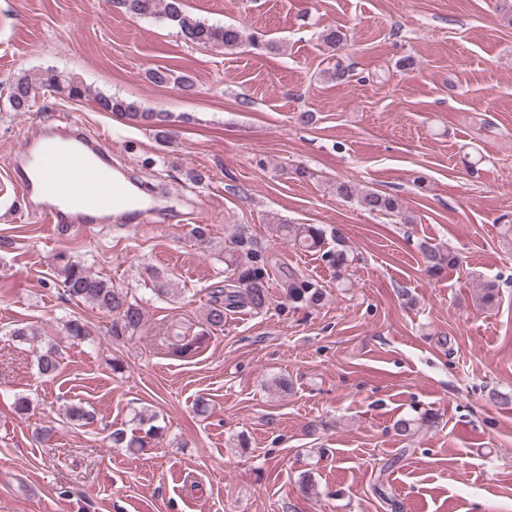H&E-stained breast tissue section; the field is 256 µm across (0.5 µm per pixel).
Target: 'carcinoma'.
Segmentation results:
<instances>
[{"label": "carcinoma", "instance_id": "carcinoma-1", "mask_svg": "<svg viewBox=\"0 0 512 512\" xmlns=\"http://www.w3.org/2000/svg\"><path fill=\"white\" fill-rule=\"evenodd\" d=\"M125 12L147 18H159L176 29L177 34L187 44L214 48H236L245 42H255V37L246 35L233 25L209 24L193 16L186 10L184 0H113ZM322 41L333 51L341 49L346 42V34L339 28L330 26L321 35ZM146 79L155 85H172L184 95L196 93V83L188 75H174L169 69H150ZM45 89L72 100L93 98L98 108L113 112L132 121L151 127H162L168 117L161 112L141 110L136 104L116 96L91 95L90 88L74 76L46 70L37 75L24 74L15 78L10 88L8 102L15 112H25L34 101L36 90ZM336 194L355 201L360 207L383 214L401 213V200L392 194L364 192L354 184L343 181L336 184ZM276 232L296 246L309 250H322L326 241V231L315 224H278ZM328 261L336 267V279L343 288L351 287L346 274L357 256L349 253L341 236H336V250L324 252ZM422 256L428 272L440 273L453 269L460 263L458 253L435 245H424ZM272 260L257 242L237 225L231 233V247L224 251V284L210 290L208 305L203 313V323L209 330L224 327V317L236 309L250 308L259 311L269 300L270 272ZM58 276L65 292L72 298L91 304L113 315L112 335H136L142 326L143 314L138 301L128 293L114 287L111 282L87 270L84 264L60 258ZM152 294L163 299L173 293L172 275L160 272L151 277ZM286 288L288 302L300 306L314 307L321 304L325 290L311 278L288 271V279L282 283ZM499 298V284L486 280L481 284L478 303L493 305ZM163 339L168 352L176 357H186L197 349L198 338L186 334L170 324L164 329ZM61 353L56 344H50L39 351L37 367L41 375L51 377L60 366ZM156 415L139 416L142 435L126 439L124 431L112 433V443L127 448H144L147 439L154 436L159 427L154 425Z\"/></svg>", "mask_w": 512, "mask_h": 512}]
</instances>
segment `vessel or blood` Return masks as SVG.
I'll return each mask as SVG.
<instances>
[{"label": "vessel or blood", "mask_w": 512, "mask_h": 512, "mask_svg": "<svg viewBox=\"0 0 512 512\" xmlns=\"http://www.w3.org/2000/svg\"><path fill=\"white\" fill-rule=\"evenodd\" d=\"M15 163L21 216L68 226L74 235L114 221L140 223L151 212L149 192L112 160L108 134L87 135L80 124L59 137H28Z\"/></svg>", "instance_id": "obj_1"}]
</instances>
